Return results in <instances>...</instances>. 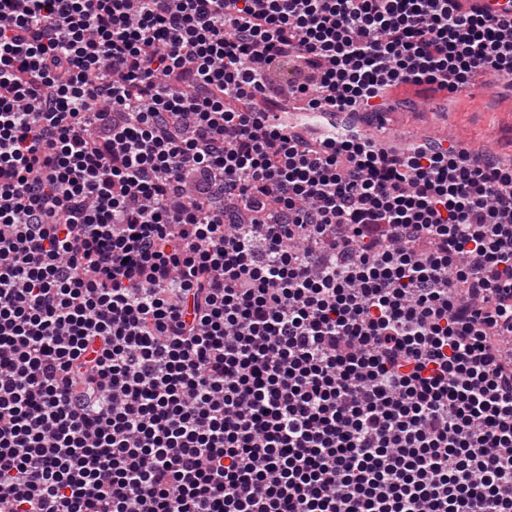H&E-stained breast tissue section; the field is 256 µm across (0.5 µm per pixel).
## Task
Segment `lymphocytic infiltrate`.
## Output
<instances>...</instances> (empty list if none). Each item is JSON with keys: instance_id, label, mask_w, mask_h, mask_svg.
Instances as JSON below:
<instances>
[{"instance_id": "f902f5d3", "label": "lymphocytic infiltrate", "mask_w": 512, "mask_h": 512, "mask_svg": "<svg viewBox=\"0 0 512 512\" xmlns=\"http://www.w3.org/2000/svg\"><path fill=\"white\" fill-rule=\"evenodd\" d=\"M480 74L487 0H0V512H512V163L365 132Z\"/></svg>"}]
</instances>
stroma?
Wrapping results in <instances>:
<instances>
[{
  "instance_id": "1",
  "label": "stroma",
  "mask_w": 512,
  "mask_h": 512,
  "mask_svg": "<svg viewBox=\"0 0 512 512\" xmlns=\"http://www.w3.org/2000/svg\"><path fill=\"white\" fill-rule=\"evenodd\" d=\"M499 77H476L454 104L442 94L411 85L390 92L394 107L388 113L390 128L419 137L442 136L446 128L463 134L467 144L485 147L503 160L512 159V94Z\"/></svg>"
}]
</instances>
